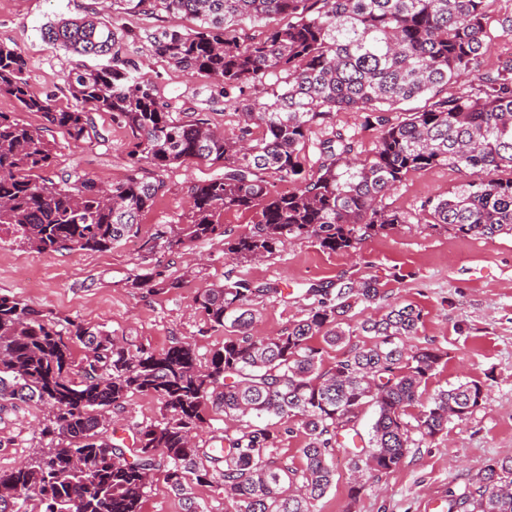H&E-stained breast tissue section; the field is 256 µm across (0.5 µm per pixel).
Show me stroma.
<instances>
[{
    "label": "stroma",
    "mask_w": 512,
    "mask_h": 512,
    "mask_svg": "<svg viewBox=\"0 0 512 512\" xmlns=\"http://www.w3.org/2000/svg\"><path fill=\"white\" fill-rule=\"evenodd\" d=\"M102 13L119 36V47L138 73L155 82L172 105L174 117L185 109L219 98L221 87L207 77L189 75L157 54L152 34L162 29L190 28L189 20L166 13L127 14L102 8L99 0H0V42L18 48L28 63L29 80L57 107H74L62 80L77 67L98 66V59L79 57L45 42L41 27L51 20ZM512 15V0H487L486 26L493 39L481 68L496 70L512 56V34L501 28ZM98 139L74 142L60 129L47 133L56 147L52 174H86L112 183L131 173L127 158L129 134L107 112H93ZM353 136L359 152L374 149L378 125L365 113L338 111L329 122L313 126L304 165L313 167L315 142L332 131ZM208 170L187 163L160 172L166 188L144 215L137 236L109 250L36 253L26 246L0 243V294L15 297L54 317L106 330L132 347L161 351L177 342L194 344L199 360L222 346L225 333L210 329L195 310L197 291L225 278L247 276L278 284L285 299L257 307L260 334L288 329L305 314L307 288L344 277L377 278L385 303H412L423 313L419 342L449 353L447 364L428 381L426 394L449 385L477 381L487 396L466 419L448 426L432 441L412 449L395 469L379 473L374 483L352 494V477L343 456H336L332 487L318 501V512H425L427 499L446 491L463 494L472 477L486 465L512 458V235L459 237L431 229L423 204L455 190L472 174L438 166L409 174L387 194L388 209L406 222L390 233L365 241L354 252L329 253L310 240H300L269 258L239 263L225 258L223 245L199 242L173 251L158 247L159 235H170L190 217L188 186ZM164 267L181 287L150 290L130 285L143 263ZM48 407L10 400L0 405V471H8L39 449L50 447L40 430L50 417ZM157 400L132 396L111 427L115 437L132 440L142 425L160 420Z\"/></svg>",
    "instance_id": "1"
}]
</instances>
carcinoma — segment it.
Instances as JSON below:
<instances>
[{
	"label": "carcinoma",
	"mask_w": 512,
	"mask_h": 512,
	"mask_svg": "<svg viewBox=\"0 0 512 512\" xmlns=\"http://www.w3.org/2000/svg\"><path fill=\"white\" fill-rule=\"evenodd\" d=\"M128 12L179 14L186 31L153 36L157 54L191 75L223 85L224 106L240 112L237 128L211 127L205 113L176 119L154 82L136 78L115 50L118 36L97 17L60 19L41 27L42 39L73 54L106 58L96 68L64 75L74 109H59L36 92L27 60L0 43V95L20 111L42 114L75 142L91 138L85 107L109 112L130 134L132 174L101 183L82 174L53 180L54 146L43 131L0 112V235L40 254L108 250L138 234L141 216L164 192V182L139 176L188 160L223 173L188 187L191 219L164 240L173 251L222 239L224 252L248 262L311 239L329 252L355 251L367 239L404 223L383 198L413 172L448 165L476 178L447 197L427 202L428 224L461 236L512 232V57L494 72L480 70L492 38L486 0H113ZM285 27L259 39L228 37V29L275 16ZM469 79L470 89L441 92ZM416 97L429 108L394 119L397 104ZM340 110L369 112L381 127L371 153L334 131L316 143L315 169L302 164L312 126ZM262 129L252 138V126ZM298 184L274 190V181ZM251 211L236 237L224 212ZM133 288L171 290L180 280L157 268L137 273ZM305 318L285 333H252L255 306L281 298L278 285L229 279L201 289L195 309L211 328L228 330L205 363L190 342L157 352L131 349L111 333L57 322L20 300L0 295V400L48 406L41 429L54 448L0 471V512H141L153 471L184 501V512H205L189 476L224 496L225 512H316L331 487L337 451L348 458L359 487L400 465L411 448L448 430L478 408L484 385L467 381L422 400V388L448 352L411 345L423 324L418 306L396 304L380 316L347 322L359 304L384 299L370 277L310 288ZM359 336L371 339L358 343ZM348 346L326 368L324 347ZM86 354L76 361L73 346ZM135 394L155 398L161 420L139 428L131 448L112 442L109 411ZM241 422L246 417L297 421L306 435L301 469L277 461L278 433L245 425L224 435V447L199 448L197 431L209 408ZM376 419L364 439L357 428L365 406ZM419 408L417 414L410 409ZM463 500L470 512H512V458L486 465Z\"/></svg>",
	"instance_id": "obj_1"
}]
</instances>
